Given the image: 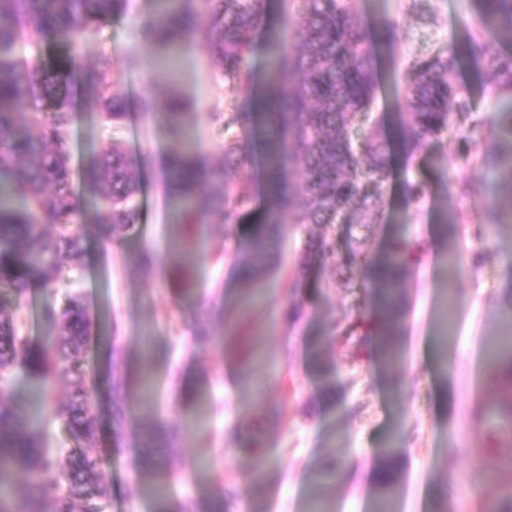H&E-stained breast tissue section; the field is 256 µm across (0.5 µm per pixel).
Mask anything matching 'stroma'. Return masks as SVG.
Here are the masks:
<instances>
[{
	"mask_svg": "<svg viewBox=\"0 0 512 512\" xmlns=\"http://www.w3.org/2000/svg\"><path fill=\"white\" fill-rule=\"evenodd\" d=\"M411 2L356 4L359 21L371 33L388 24L399 32L398 42L382 47L378 61L380 133L393 163L379 223L284 224L275 266L251 284L239 282L229 264L210 257L216 243L245 239L250 223H182L170 207L163 175L165 156L182 149L185 134L210 158L222 145L206 114L223 109L236 94L212 66L204 43L187 39L172 53L141 49L139 28L155 17L159 0H129L123 15L95 28L77 48L70 140L77 191L86 190L91 148L112 137L111 128L88 111L90 76L101 60L140 57L136 70L118 77L128 105L121 137L146 159L135 232L105 247L96 225L83 224V259L65 263L56 283L57 304L71 294L88 304L93 328L84 359L99 394L110 385L108 354L125 361L131 422L116 435L107 414H100L90 449L100 460L101 512H158L151 492L156 477L133 465L140 424L156 420L187 427L166 458L169 469L185 476L171 487L169 504L189 496L204 512H213L222 488L235 495L231 512H313L318 505L323 512H372L378 452L400 436L406 442L395 512H490L512 493V467L496 466L486 452L489 428L473 417L476 406L494 405L499 398L484 353L512 308V224L486 223L485 214L492 201L511 202L512 192L494 188L490 171L462 166L444 143L417 159L405 156L399 145L406 60L427 48L461 47L475 8L472 0H430L432 20L425 24ZM452 80L472 95L469 122L486 121L493 97L479 81L478 64L464 62ZM174 92L195 104L179 119L176 133L139 107L143 97L160 105ZM414 178L424 180L427 191L410 203L404 183ZM460 180L483 183L486 191L458 200ZM454 208L463 214L456 239L460 264L448 274L435 243L443 215ZM393 224L404 225L417 247L400 285V359L384 363L368 332L358 360L327 346L321 365H314L310 337L358 314L372 317L373 295L359 272L346 277L327 269L312 271L308 288L292 291L306 241L322 235L342 248L354 239L371 257L386 248ZM144 249L158 261L149 276L134 263ZM205 319L219 347L196 354L190 348L192 328ZM185 387L195 389V397L181 399ZM248 439L257 440L262 451L257 473L237 453L240 441ZM330 466L335 475L323 480Z\"/></svg>",
	"mask_w": 512,
	"mask_h": 512,
	"instance_id": "1",
	"label": "stroma"
}]
</instances>
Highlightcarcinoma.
I'll list each match as a JSON object with an SVG mask.
<instances>
[{"label": "carcinoma", "instance_id": "1", "mask_svg": "<svg viewBox=\"0 0 512 512\" xmlns=\"http://www.w3.org/2000/svg\"><path fill=\"white\" fill-rule=\"evenodd\" d=\"M305 21L298 44L287 49L271 45L272 63L263 94V111L252 108L254 74L247 59L254 35L264 25L263 0H197L184 10H170L145 22L139 40L145 50L165 47L187 38L202 40L214 63L224 70L240 100L222 112L208 113L222 131L224 146L217 165L204 164L183 149L166 158V178L175 207L187 223L203 215H217L225 224H241L256 202L255 180L245 169L238 130L262 119L266 134L263 157L265 188L270 200L249 237L219 260L231 258L237 279L250 283L272 266L275 244L285 217L296 224H376L379 203L391 172L387 145L379 140L380 121L373 115L378 89L376 45H391L397 29L385 26L372 40L356 18L354 0H303ZM479 30L468 34L461 50L446 49L414 55L407 61V111L401 113V141L405 152L423 154L429 144L449 133L462 163L486 167L498 183L512 189V103L484 125L465 126L471 112L469 91L451 80L461 55L480 64V80L512 99V53L504 51L502 37L512 35V0H474ZM127 0H0V290L22 300L34 281H40L45 299L47 343L31 344L13 315L0 305V379L19 370L36 385L38 406L18 405L0 388V512H76L75 501L100 495L98 459L85 452L98 432L95 385L83 361L92 321L83 300L66 299L55 306V283L65 259L81 253L79 226L85 203L72 186L69 142L74 113L67 97L78 58L70 53L54 69L44 67L41 46L61 40L74 49L90 28L122 15ZM95 105L117 132L126 120L124 95L107 61L95 72ZM43 102L50 110L23 116L26 105ZM183 97L172 94L163 116L171 121L183 115ZM288 156L305 163V177L292 183L284 167ZM143 158L128 151L117 135L92 156L89 191L94 199L95 223L101 239L124 240L140 218L135 196L140 189ZM219 181L224 190L203 194L200 185ZM461 220L452 210L445 220L441 255L453 267L451 248ZM404 243L386 253L366 258L359 244L348 241L336 252V242L320 238L309 244L302 265H364L376 298L375 335L379 355L395 357L397 323L402 312L398 288L408 271ZM213 342L208 325L196 323L191 343L206 350ZM494 366H512V336H504L488 352ZM70 379L73 394L64 407L54 400L58 377ZM127 384L121 362L112 360V427L120 432L130 422L126 408ZM512 442V371L500 386ZM61 416L68 436L76 443L61 457L45 448L34 422ZM177 424H154L142 434L138 466L159 473L158 486L172 481L163 470L158 448L178 446ZM403 449L391 444L381 450L378 495L386 508L397 488L398 458ZM9 473H23L18 483ZM53 481L61 495L38 503L42 487Z\"/></svg>", "mask_w": 512, "mask_h": 512}]
</instances>
